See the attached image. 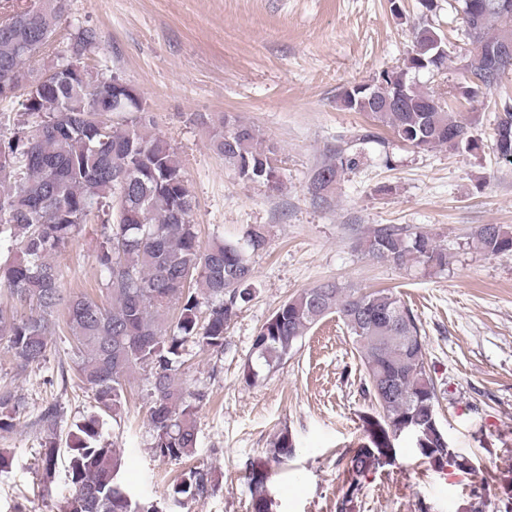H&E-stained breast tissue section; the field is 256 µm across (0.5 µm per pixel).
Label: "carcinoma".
<instances>
[{
  "mask_svg": "<svg viewBox=\"0 0 512 512\" xmlns=\"http://www.w3.org/2000/svg\"><path fill=\"white\" fill-rule=\"evenodd\" d=\"M67 6L68 0H46L12 9L0 20V103L23 97L9 134H0V246L10 253L0 264V285L13 301L0 308V341L26 369L46 359L53 317L63 315L73 336L75 372L91 391L95 411L71 434L66 450L71 493L60 512H164V502L139 497L124 483L120 455L102 439V417L122 415L134 374L148 368L155 456L172 462L195 455L203 395L184 390L176 376L189 349L224 352L225 328L253 296L255 272L247 251L265 247L266 229L249 227L241 243L216 238L201 246L184 165L151 134L153 116L141 95L126 91L115 75L91 84L69 68L76 62L89 70L85 59L99 46L97 30L82 26L66 53L50 52ZM448 6L460 42L447 41L429 23L413 28L412 49L403 62L347 88L341 103L413 148L475 151L480 145L468 124L446 100L427 91L419 76L442 73L466 51L475 54L476 64L448 98L473 100L511 80L512 65L496 66L488 55L512 29V0H452ZM498 110L494 150L512 164V99ZM208 133L214 151L241 179L272 191L281 188L275 152L263 147L260 129L226 113ZM359 163V155L336 147L312 173L314 198L329 204L341 177ZM92 218L100 224L103 301L65 293L66 271L52 260ZM470 245L490 256L511 253L512 228L479 224ZM358 247L399 268L437 273L448 267V249L433 236L397 224L374 229ZM330 314L350 333L375 407L363 417L367 441L350 451L348 487L336 512H352L361 479L394 462L395 443L403 435L413 436L419 454L433 465L472 472L470 458L450 446L439 421H431L437 392L426 370L421 329L390 289L365 291L333 280L289 297L258 331L248 379L288 360L302 336ZM24 406L23 395L0 391V433L13 429ZM294 451L285 430L265 461L250 464L251 512H271L267 466L288 460ZM59 455L55 442L44 445L41 461L49 483ZM218 486L214 470L192 466L176 478L174 494L199 504Z\"/></svg>",
  "mask_w": 512,
  "mask_h": 512,
  "instance_id": "carcinoma-1",
  "label": "carcinoma"
}]
</instances>
